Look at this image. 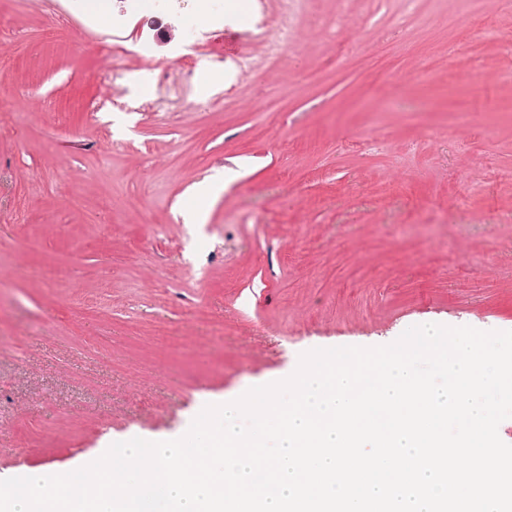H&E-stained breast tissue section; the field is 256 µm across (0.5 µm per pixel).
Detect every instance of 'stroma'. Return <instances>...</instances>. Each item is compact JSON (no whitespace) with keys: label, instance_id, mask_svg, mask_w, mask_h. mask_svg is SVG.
<instances>
[{"label":"stroma","instance_id":"stroma-1","mask_svg":"<svg viewBox=\"0 0 512 512\" xmlns=\"http://www.w3.org/2000/svg\"><path fill=\"white\" fill-rule=\"evenodd\" d=\"M200 9L234 19L192 37L170 0L108 26L84 0H0V479L181 436L316 348L512 331V8ZM283 17L297 39L273 59L263 26ZM183 45L229 79L191 108L146 112L99 80Z\"/></svg>","mask_w":512,"mask_h":512}]
</instances>
